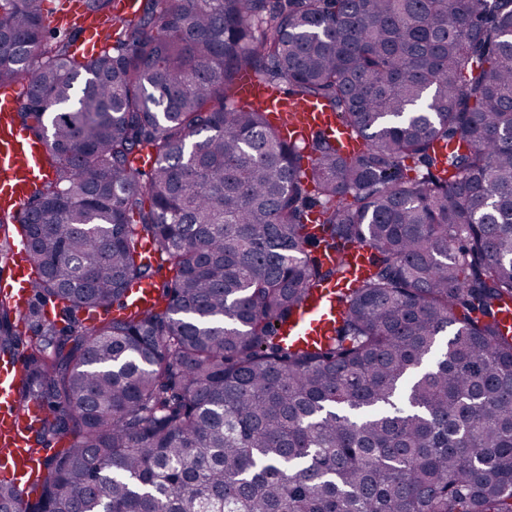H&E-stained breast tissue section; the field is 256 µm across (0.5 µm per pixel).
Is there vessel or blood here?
I'll return each instance as SVG.
<instances>
[{"mask_svg":"<svg viewBox=\"0 0 512 512\" xmlns=\"http://www.w3.org/2000/svg\"><path fill=\"white\" fill-rule=\"evenodd\" d=\"M47 25L53 30L75 32L74 48L86 57H93L106 42L112 29L108 16H90L81 0H69L67 8L51 13ZM238 94L245 101L269 109L275 118H286V128L293 138L300 139L311 129H336L332 113L319 106L288 99L269 91L255 79L245 76L239 82ZM21 107L17 88L0 89V214L22 216L33 182L42 174L40 159L45 143L29 139L16 123L15 114ZM23 247L12 246L6 266L9 274L0 280V290L12 294L18 310H25L34 291L35 275L23 259ZM333 288L321 289L316 301L303 309L295 325L288 330L289 338L315 341L328 335L336 317ZM129 300L134 308L149 310L156 302L153 282L146 281L132 288ZM23 371L14 363L0 364V475L12 479L20 499H27L33 488L35 458L28 452L29 442L23 430L24 418L15 407V395L23 384Z\"/></svg>","mask_w":512,"mask_h":512,"instance_id":"obj_1","label":"vessel or blood"}]
</instances>
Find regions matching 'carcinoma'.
I'll list each match as a JSON object with an SVG mask.
<instances>
[{"mask_svg": "<svg viewBox=\"0 0 512 512\" xmlns=\"http://www.w3.org/2000/svg\"><path fill=\"white\" fill-rule=\"evenodd\" d=\"M107 40L86 61L0 0V87L32 72L17 120L48 142L0 228L33 316L62 304L23 356V512H512V0H138ZM245 74L360 148L284 139ZM144 242L172 272L147 312ZM330 282L331 335L288 340ZM25 252V245H15L12 242L10 260L5 262L9 274L1 282L0 288L3 292L13 295L17 305V311L22 315L27 306L28 300L34 291L35 275L32 267L21 255ZM131 305L141 311H147L156 302V290L153 282L146 281L132 288L128 296Z\"/></svg>", "mask_w": 512, "mask_h": 512, "instance_id": "cac0c4a2", "label": "carcinoma"}]
</instances>
